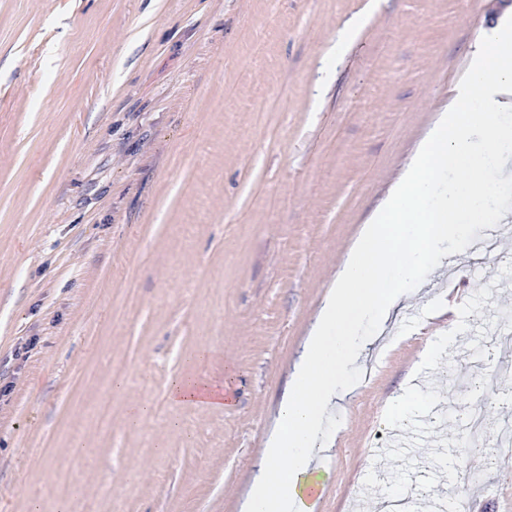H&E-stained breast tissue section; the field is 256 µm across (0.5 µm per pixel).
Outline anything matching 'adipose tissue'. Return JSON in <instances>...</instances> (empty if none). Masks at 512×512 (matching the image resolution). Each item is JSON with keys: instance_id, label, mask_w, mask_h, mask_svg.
I'll return each mask as SVG.
<instances>
[{"instance_id": "adipose-tissue-1", "label": "adipose tissue", "mask_w": 512, "mask_h": 512, "mask_svg": "<svg viewBox=\"0 0 512 512\" xmlns=\"http://www.w3.org/2000/svg\"><path fill=\"white\" fill-rule=\"evenodd\" d=\"M512 215V22L486 31L456 95L380 207L325 298L244 504V512H313L311 473L327 445L330 412L355 389L350 376L371 339L448 252L466 251L476 228ZM230 381L182 377L179 405L221 409Z\"/></svg>"}]
</instances>
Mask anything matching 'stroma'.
<instances>
[{
    "mask_svg": "<svg viewBox=\"0 0 512 512\" xmlns=\"http://www.w3.org/2000/svg\"><path fill=\"white\" fill-rule=\"evenodd\" d=\"M511 14L512 0H0V512H243L338 268L473 43ZM441 299L449 312H424ZM394 323L402 338L368 352L338 407L315 512H381L423 460L413 512H512L500 433L467 444L473 401L512 391V352L492 343L512 329V264L459 255ZM433 336L441 355L422 359ZM228 372L231 407L167 398L174 378ZM424 379L446 406L388 420ZM106 392L108 434L93 415Z\"/></svg>",
    "mask_w": 512,
    "mask_h": 512,
    "instance_id": "35a3bbf8",
    "label": "stroma"
}]
</instances>
